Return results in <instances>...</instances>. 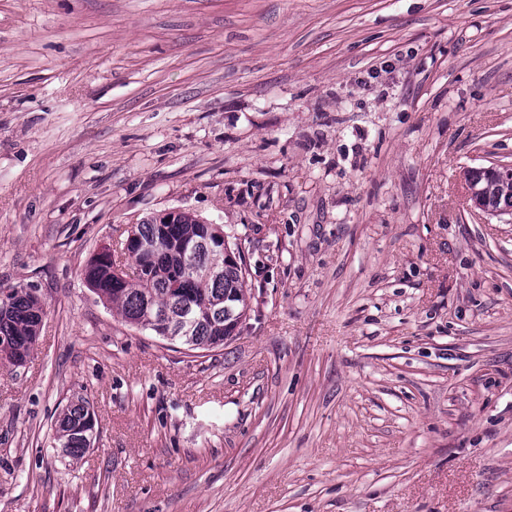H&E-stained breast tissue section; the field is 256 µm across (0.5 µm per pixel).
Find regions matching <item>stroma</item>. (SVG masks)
Segmentation results:
<instances>
[{
	"label": "stroma",
	"instance_id": "stroma-1",
	"mask_svg": "<svg viewBox=\"0 0 512 512\" xmlns=\"http://www.w3.org/2000/svg\"><path fill=\"white\" fill-rule=\"evenodd\" d=\"M512 0H0V512H512ZM165 210L251 307L188 349L82 270ZM97 419L81 458L54 423ZM468 201L471 214L478 217H499L502 215H510L512 220V209L498 208L499 206H508L512 208V192L501 193L496 196L494 202L487 196L484 188L468 183ZM43 314L42 303L31 289L12 288L6 293L0 289V343L7 341L11 347V354L8 356L0 354L1 361L15 366L12 357L29 354ZM1 348L9 347L2 343ZM90 408L89 402L84 400L70 404L55 423V440L69 457L82 455L91 447L94 434H97L95 414Z\"/></svg>",
	"mask_w": 512,
	"mask_h": 512
}]
</instances>
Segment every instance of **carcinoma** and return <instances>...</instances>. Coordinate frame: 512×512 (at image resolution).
<instances>
[{
  "instance_id": "cac0c4a2",
  "label": "carcinoma",
  "mask_w": 512,
  "mask_h": 512,
  "mask_svg": "<svg viewBox=\"0 0 512 512\" xmlns=\"http://www.w3.org/2000/svg\"><path fill=\"white\" fill-rule=\"evenodd\" d=\"M205 221L181 212L165 228L154 218L130 227V233L147 242H159L147 269L136 273V281L114 275L112 265L91 257L83 269V278L100 299L112 304L125 322L148 329V316L166 309L173 317L182 316L189 308L195 318L190 332L195 348L217 347L231 338L232 328L224 327V303L237 311L249 308L245 273L224 254L198 250L181 264L175 248L192 245L205 231ZM39 297L26 288L0 290V342L6 341L11 354L0 360L12 362L14 357L29 354L43 318ZM96 430L95 414L87 401L71 404L55 423V440L66 455L76 458L91 447Z\"/></svg>"
}]
</instances>
